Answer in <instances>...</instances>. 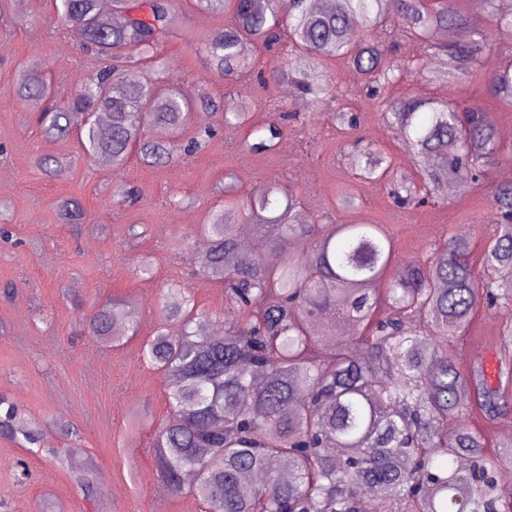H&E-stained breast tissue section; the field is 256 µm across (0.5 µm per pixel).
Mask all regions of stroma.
<instances>
[{"label": "stroma", "mask_w": 512, "mask_h": 512, "mask_svg": "<svg viewBox=\"0 0 512 512\" xmlns=\"http://www.w3.org/2000/svg\"><path fill=\"white\" fill-rule=\"evenodd\" d=\"M183 24L160 46L156 72L190 99L208 94L222 100L232 94L249 119H269L273 106L298 113L289 122L274 153L240 151L237 133L220 130L202 150L178 155L159 167L131 158L119 169L87 163L75 137L44 136L32 109L17 97V65L41 61L56 86L57 105H65L85 84L92 61L69 29L57 18L52 0H8L0 7V205L5 232L0 235V286L13 284V299L0 300V397L27 419L46 422L55 416L79 431L84 453L59 468L41 451L21 447L0 435V512H42L53 502L55 512H203L189 492L171 494L155 467L151 441L166 418L165 381L140 356L143 337L156 324L154 301L171 284L189 288L198 308L224 325V290L191 274L189 257L201 241L191 237L218 198L225 172H234L238 195L250 199L256 189L277 184L294 190L308 220L348 223L363 218L391 230L394 253L401 264L423 262L434 241L466 231L475 250H482L493 227L494 211L485 189L467 187L447 203L417 209L395 205L386 190L357 183L349 161L352 140L336 127L337 108L356 112L358 131L366 143L390 154L397 169L418 178L416 157L364 97L361 81L347 80L348 66L328 61L324 71L338 90L327 104L286 95L283 84L258 85L243 80L226 87L222 76L206 72L199 36L223 28L220 13L195 11L181 0ZM499 0H482L476 20L486 50L480 75L465 73L450 80L438 61L426 59L424 70L402 78L390 95L447 97L484 105L497 124L504 146H512V109L496 101L490 80L512 63V33L498 31L492 17L501 13ZM68 161L59 177L43 172L38 156ZM136 188L135 204L120 203L116 185ZM353 189L357 210L343 208L340 193ZM80 201L87 222L79 233L61 223L57 203ZM139 225L142 236L129 242L126 231ZM150 257L151 274L137 272L140 257ZM132 299L141 313L140 334L107 347L83 335L71 302ZM98 477L91 493L73 479L86 460Z\"/></svg>", "instance_id": "1"}]
</instances>
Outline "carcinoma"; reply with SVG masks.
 I'll return each instance as SVG.
<instances>
[{
    "instance_id": "cac0c4a2",
    "label": "carcinoma",
    "mask_w": 512,
    "mask_h": 512,
    "mask_svg": "<svg viewBox=\"0 0 512 512\" xmlns=\"http://www.w3.org/2000/svg\"><path fill=\"white\" fill-rule=\"evenodd\" d=\"M459 0H192L194 10L222 11L224 28L202 40L206 68L225 86L252 74L243 44L270 48L288 35L294 57L276 71L290 90L316 104L336 97L322 72L324 61L347 62L364 77L365 95L404 137L423 166L421 182L398 173L394 159L365 149L353 158L357 179L384 188L397 206L420 207L448 198V181L489 180L503 158L497 127L486 109H462L451 98L386 99L401 76L418 74L424 58L438 56L443 73L480 66L483 39L466 44L456 32L476 20ZM99 70L66 106L54 103L42 65L19 67L20 99L37 111L48 138L76 134L82 154L112 168L135 155L145 165L171 161L193 111L220 112L224 128L242 133L239 147L271 154L283 124L248 121L230 96L194 103L173 86L143 73L155 63L163 36L181 24L175 0H54ZM402 20L419 54L393 61L383 37L385 21ZM491 94L512 106V66L493 75ZM37 164L51 176L62 161L44 155ZM224 204L212 208L197 233L207 241L194 254L196 274L224 288V335L201 333L206 315L180 287L155 301L157 327L140 355L167 381L168 416L152 445L157 471L173 494L183 476L204 512H363L362 496L384 488L372 512H512L498 491L497 475L512 461V441L491 446L474 424L512 413V182L490 186L496 224L482 254L487 274L474 273V249L463 235L433 244L421 265L401 266L384 224L304 223L298 201L269 186L242 202L235 176L226 175ZM59 219L73 224L81 205L65 199ZM254 225L263 238L257 253L239 252L241 230ZM303 240V255L288 243ZM483 311L503 318L496 372L479 356L461 361L457 341ZM336 315L342 327L324 322ZM175 324L178 331L169 330ZM88 335L114 345L136 337L138 313L127 299L95 304L82 317ZM364 350L361 358L351 347ZM0 432L22 436L58 463L80 452L77 431L57 421L65 447L51 446L0 398ZM460 457L468 466H456ZM262 481L248 494L240 482Z\"/></svg>"
}]
</instances>
